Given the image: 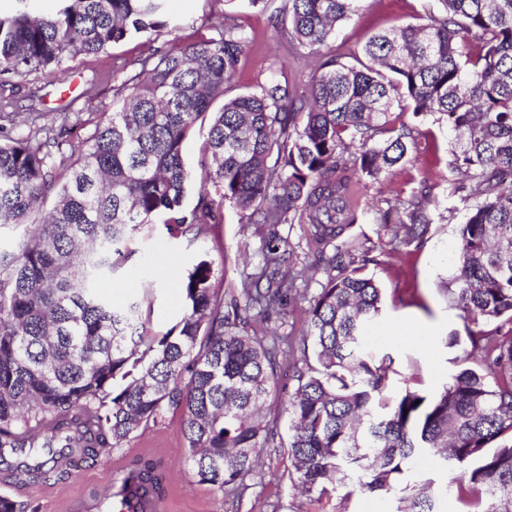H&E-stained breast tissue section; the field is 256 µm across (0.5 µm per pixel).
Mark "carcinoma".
Instances as JSON below:
<instances>
[{
	"instance_id": "1",
	"label": "carcinoma",
	"mask_w": 512,
	"mask_h": 512,
	"mask_svg": "<svg viewBox=\"0 0 512 512\" xmlns=\"http://www.w3.org/2000/svg\"><path fill=\"white\" fill-rule=\"evenodd\" d=\"M166 0H61L37 16L32 0L0 14V226L33 224L13 253L0 252V449L16 473L63 476L67 453L93 458L123 448L170 414L182 416L193 476L239 495L264 450L288 448L301 491L352 483L390 492L420 454L449 475L434 493L407 485V512H434L454 494L470 512H512V0H437L422 23L372 34L342 61L321 56L299 94L274 71L258 92L232 85L247 36L229 19L219 38L155 50L115 89L122 106L101 112L81 149L63 131L81 120L57 112L21 122L17 81L97 55L133 34L178 26ZM360 0H280L276 29L297 53L316 54ZM455 133L450 194L465 211L457 272L444 294L461 312L469 344L433 395L385 390L390 357L370 342L383 289L364 273V243L346 235L367 214L355 184L409 161L416 128L404 112ZM207 127L199 193L183 149ZM262 239V262L238 291L218 294L221 270L202 256L182 282L184 313L164 333L142 317L153 291L114 304L102 281L120 272L131 243L158 223L172 238L208 240L224 202ZM372 208L399 243L427 240L440 202L426 188ZM308 224L324 281L298 340L262 328L252 312L287 313L312 277L287 272L282 227ZM299 346L304 365L277 415L260 409L277 394L278 357ZM144 497L163 496L167 471L152 456L127 465Z\"/></svg>"
}]
</instances>
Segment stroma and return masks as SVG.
<instances>
[{"label": "stroma", "instance_id": "obj_1", "mask_svg": "<svg viewBox=\"0 0 512 512\" xmlns=\"http://www.w3.org/2000/svg\"><path fill=\"white\" fill-rule=\"evenodd\" d=\"M434 4L435 0H362L358 12L338 27L327 48L339 53L356 51L376 31L417 23L425 7ZM167 7L179 23L175 32L162 34L153 43L138 37L126 39L104 53L79 57L62 73L29 75L14 93L16 112L25 117L32 112L76 111L82 108L86 91L94 95L98 112L111 111L114 86L138 72V59L157 46L180 47L218 37L228 16L249 41L234 79L240 90H257L274 69L282 71L297 90L307 87L314 61L292 51L278 36L272 7L253 6L248 0H168ZM419 128L423 135L412 161L398 167L393 176L361 179L358 199L364 205L401 198L419 189L421 181H428L442 202V216L432 224L426 243L416 250L396 247L385 225L368 215L349 230L350 236L369 249L372 261L366 271L384 290V315L374 326L372 338L375 351L393 360L388 387L392 396L409 387L425 394L440 390L461 366V348L448 347L446 339L450 333L463 332L464 322L443 295L456 270L457 232L464 218L449 186L453 175L447 165L448 150L454 135L429 121L420 122ZM133 248L135 254L126 270L106 279L104 291L113 302H124L141 292L145 273H152L156 293L150 320L155 331L163 332L184 312L178 283L201 251H208L223 268V288H236L244 273L258 263L261 240L254 226L240 223L236 208L228 204L222 223L213 226L203 245L190 246L169 237L159 225L140 235ZM180 427V415H168L130 446L77 461L68 468L66 478L51 488L41 482L18 483L0 474V496L15 500L23 512H62L64 498L108 487L123 459L152 455L167 470L173 512H229L221 493L193 478ZM290 469L286 449H267L260 466L246 480L239 512H402L404 507L401 492L362 494L349 484L329 488L324 494H303L293 489Z\"/></svg>", "mask_w": 512, "mask_h": 512}]
</instances>
